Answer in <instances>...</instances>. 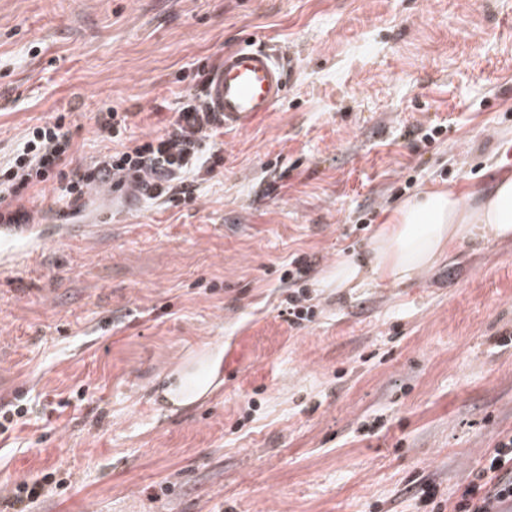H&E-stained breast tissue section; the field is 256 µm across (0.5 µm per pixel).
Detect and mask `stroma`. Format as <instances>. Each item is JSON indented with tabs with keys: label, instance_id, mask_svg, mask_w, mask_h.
I'll return each mask as SVG.
<instances>
[{
	"label": "stroma",
	"instance_id": "1",
	"mask_svg": "<svg viewBox=\"0 0 512 512\" xmlns=\"http://www.w3.org/2000/svg\"><path fill=\"white\" fill-rule=\"evenodd\" d=\"M289 68L287 96L225 129L224 166L178 207L94 193L84 227L0 267V498L66 480L30 512H424L512 432V239L468 242L404 285L321 287L429 186L512 170V0H0V158L57 113L74 164L97 112L160 133L245 36ZM432 125L429 146L411 134ZM307 253L312 322L284 275ZM221 350L233 375L176 406L164 379ZM28 415V407L20 402L2 406L0 404V437L8 434L20 422L25 424Z\"/></svg>",
	"mask_w": 512,
	"mask_h": 512
}]
</instances>
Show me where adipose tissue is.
Instances as JSON below:
<instances>
[{"label": "adipose tissue", "mask_w": 512, "mask_h": 512, "mask_svg": "<svg viewBox=\"0 0 512 512\" xmlns=\"http://www.w3.org/2000/svg\"><path fill=\"white\" fill-rule=\"evenodd\" d=\"M467 197V191L440 187L405 199L376 228L364 259L337 260L323 287L404 284L458 245L478 238H512V171L481 193L478 207H471Z\"/></svg>", "instance_id": "ef3b65f1"}]
</instances>
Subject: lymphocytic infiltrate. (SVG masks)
I'll return each mask as SVG.
<instances>
[{
    "mask_svg": "<svg viewBox=\"0 0 512 512\" xmlns=\"http://www.w3.org/2000/svg\"><path fill=\"white\" fill-rule=\"evenodd\" d=\"M202 89L188 91L181 105L166 118L161 133L124 141L126 114L106 109L95 117L97 136L112 142L113 150L72 164L74 133L64 115L49 118L26 130L13 154L0 165V223L34 221L25 203L37 186L56 183L57 199L67 208V219L81 217L91 191L108 188L113 193L143 203L173 202L192 198L197 172L223 165L220 150L208 149L210 139L224 132V117L206 111ZM315 263L310 255H296L287 273L288 321L298 325L311 320L304 285ZM419 503L431 512H504L512 508V433L499 436L492 452L472 472L456 499L442 497L431 481L413 480Z\"/></svg>",
    "mask_w": 512,
    "mask_h": 512,
    "instance_id": "f902f5d3",
    "label": "lymphocytic infiltrate"
}]
</instances>
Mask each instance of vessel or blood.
I'll return each instance as SVG.
<instances>
[{
	"label": "vessel or blood",
	"instance_id": "obj_1",
	"mask_svg": "<svg viewBox=\"0 0 512 512\" xmlns=\"http://www.w3.org/2000/svg\"><path fill=\"white\" fill-rule=\"evenodd\" d=\"M287 91V74L278 55L250 40L225 52L209 72L203 105L207 111L223 113L225 127L242 128L274 111ZM41 244L37 225L0 224L1 265L19 264Z\"/></svg>",
	"mask_w": 512,
	"mask_h": 512
}]
</instances>
